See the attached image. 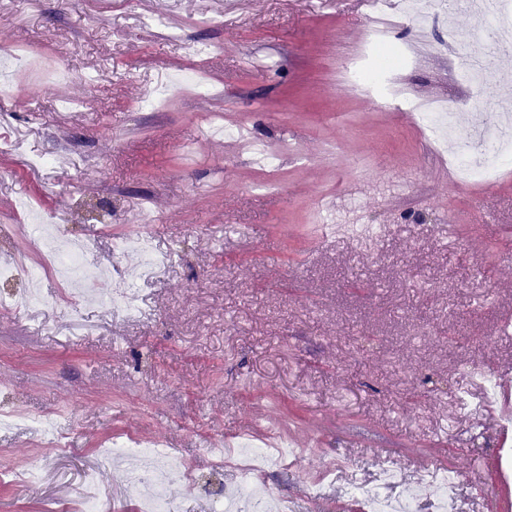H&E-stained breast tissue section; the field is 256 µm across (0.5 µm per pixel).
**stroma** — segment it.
<instances>
[{"instance_id":"obj_1","label":"stroma","mask_w":512,"mask_h":512,"mask_svg":"<svg viewBox=\"0 0 512 512\" xmlns=\"http://www.w3.org/2000/svg\"><path fill=\"white\" fill-rule=\"evenodd\" d=\"M223 2L210 22L198 0H0V47L70 70L0 100V253L42 256L27 201L93 239L96 288L139 263L145 234L169 257L135 317L0 304V411L55 414L63 440L0 428V512H68L87 475L112 512H138L126 470L99 463L126 440L186 463L170 512H217L240 473L210 443L261 430L298 450L264 474L282 512H363L357 484L386 468L398 484L445 469L459 512H494L512 440L452 397L476 386L463 366L512 375V169L469 179L416 116L348 81L349 61L373 63L363 0ZM474 25L389 35L408 59L397 82L461 133L512 92V46L490 51ZM470 53L494 73L477 89ZM195 68L204 87L146 105L159 77ZM216 122L248 125L272 170ZM344 213L354 232L322 237Z\"/></svg>"}]
</instances>
